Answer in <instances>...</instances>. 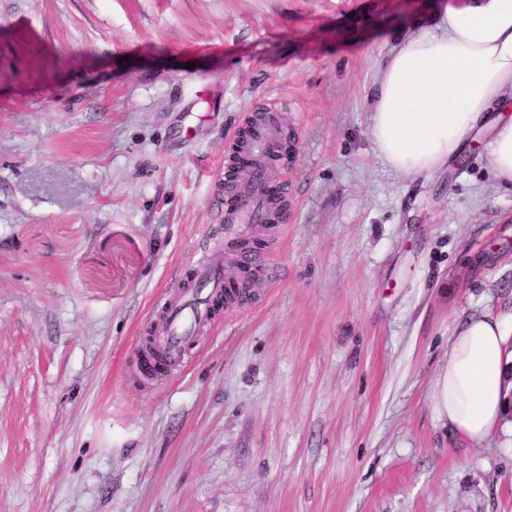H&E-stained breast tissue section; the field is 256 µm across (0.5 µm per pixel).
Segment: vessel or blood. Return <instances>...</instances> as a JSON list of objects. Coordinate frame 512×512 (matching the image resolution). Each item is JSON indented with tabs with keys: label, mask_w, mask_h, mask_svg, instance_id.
I'll use <instances>...</instances> for the list:
<instances>
[{
	"label": "vessel or blood",
	"mask_w": 512,
	"mask_h": 512,
	"mask_svg": "<svg viewBox=\"0 0 512 512\" xmlns=\"http://www.w3.org/2000/svg\"><path fill=\"white\" fill-rule=\"evenodd\" d=\"M279 150V140L260 121L250 119L241 154L224 164V181L230 192L224 195V251L246 269L258 272L265 265L263 248H255L240 238L238 231L247 224H279L281 206L271 205V196L260 173L270 155ZM191 287L181 289L163 304L164 316L153 330L157 351L179 356L201 329L213 320L216 305L233 298L245 306L250 297L245 290H233L224 278L223 266L199 258L191 271Z\"/></svg>",
	"instance_id": "vessel-or-blood-1"
}]
</instances>
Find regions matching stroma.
Instances as JSON below:
<instances>
[{
	"mask_svg": "<svg viewBox=\"0 0 512 512\" xmlns=\"http://www.w3.org/2000/svg\"><path fill=\"white\" fill-rule=\"evenodd\" d=\"M466 0H0V512H512V421L451 441L459 319L512 313V190L475 131L404 178L384 61ZM297 142L249 306L152 378L142 340L224 258L246 115Z\"/></svg>",
	"mask_w": 512,
	"mask_h": 512,
	"instance_id": "stroma-1",
	"label": "stroma"
}]
</instances>
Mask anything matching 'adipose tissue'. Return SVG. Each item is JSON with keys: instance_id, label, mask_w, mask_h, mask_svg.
Here are the masks:
<instances>
[{"instance_id": "1", "label": "adipose tissue", "mask_w": 512, "mask_h": 512, "mask_svg": "<svg viewBox=\"0 0 512 512\" xmlns=\"http://www.w3.org/2000/svg\"><path fill=\"white\" fill-rule=\"evenodd\" d=\"M438 35L410 36L385 63L372 115L378 156L414 177L457 158L472 134L489 126L487 162L512 187V0H470L445 12ZM512 322L490 312L460 324L435 377L429 406L436 425L470 442L484 440L506 411Z\"/></svg>"}]
</instances>
